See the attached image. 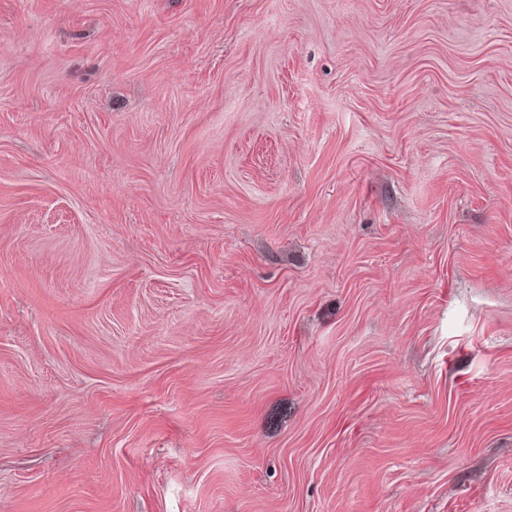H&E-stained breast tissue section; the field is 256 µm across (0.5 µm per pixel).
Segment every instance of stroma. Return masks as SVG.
Instances as JSON below:
<instances>
[{
	"label": "stroma",
	"instance_id": "1",
	"mask_svg": "<svg viewBox=\"0 0 512 512\" xmlns=\"http://www.w3.org/2000/svg\"><path fill=\"white\" fill-rule=\"evenodd\" d=\"M0 512H512V0H0Z\"/></svg>",
	"mask_w": 512,
	"mask_h": 512
}]
</instances>
